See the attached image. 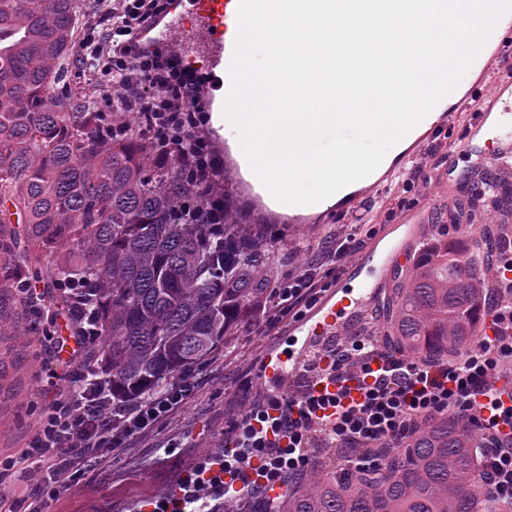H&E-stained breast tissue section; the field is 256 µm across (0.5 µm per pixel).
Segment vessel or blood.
Instances as JSON below:
<instances>
[{
	"label": "vessel or blood",
	"instance_id": "b4317fda",
	"mask_svg": "<svg viewBox=\"0 0 512 512\" xmlns=\"http://www.w3.org/2000/svg\"><path fill=\"white\" fill-rule=\"evenodd\" d=\"M237 9L238 0H167L164 10L125 42L126 53L136 58L159 49L174 55L182 67L204 77L207 111H222L230 87L228 69L237 35ZM476 97L482 98L483 107L474 114L470 133L486 136L492 156H499L503 147L512 143V14L499 20L458 87L402 139L399 159L381 163L370 175L337 191L335 205L321 201L292 206L275 201L251 171L235 130L225 121L218 127L225 146L224 166L242 176L251 196L279 213L284 223L304 224L312 218L321 224L337 218L348 220L357 216L364 202L389 189L397 168L416 163L435 133L452 126L456 112ZM367 254L373 260L367 274L354 269L343 274L334 291L295 321L291 335L327 336L335 332L341 316L364 301L371 276L390 270L406 257L396 246H383L378 236L372 239ZM293 368L290 357L271 351L260 363L259 379L285 384Z\"/></svg>",
	"mask_w": 512,
	"mask_h": 512
}]
</instances>
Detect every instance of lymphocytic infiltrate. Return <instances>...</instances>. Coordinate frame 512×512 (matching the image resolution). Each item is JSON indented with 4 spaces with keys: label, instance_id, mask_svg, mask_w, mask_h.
I'll return each mask as SVG.
<instances>
[{
    "label": "lymphocytic infiltrate",
    "instance_id": "1",
    "mask_svg": "<svg viewBox=\"0 0 512 512\" xmlns=\"http://www.w3.org/2000/svg\"><path fill=\"white\" fill-rule=\"evenodd\" d=\"M161 0H108L103 25L85 30L79 57L83 70L106 93L97 109L105 120H123L125 101L137 96L140 111L153 115L147 139L179 158V176L189 193L176 207L189 224L227 222L217 162L199 127L205 123L199 86L177 59L147 52L129 59L127 37L160 8ZM350 233L322 246L316 259L296 275L278 281L271 298L281 315L300 316L325 289L322 269L340 265L356 252ZM492 335L478 336L458 358L427 363L381 353L372 340L334 348L324 379L336 393L308 390L286 401L269 399L261 409L241 413L233 423V448L185 478L195 490H221L237 500L249 491L284 484L286 476L311 470L310 443L321 430L330 447L343 452L348 467H374L380 448L400 447L411 424L444 415L479 430L482 490L500 512H512V392L496 386L512 367V305L491 300ZM68 336L49 333V353L63 362L51 371L53 394L18 456L0 458V482L36 481L52 494L68 491L103 448L171 418L194 387L191 378L133 406H118L104 388L81 382L92 353L94 330L68 318Z\"/></svg>",
    "mask_w": 512,
    "mask_h": 512
}]
</instances>
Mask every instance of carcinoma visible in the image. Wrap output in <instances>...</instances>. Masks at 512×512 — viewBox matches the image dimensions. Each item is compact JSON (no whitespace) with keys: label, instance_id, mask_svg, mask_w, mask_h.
Returning a JSON list of instances; mask_svg holds the SVG:
<instances>
[{"label":"carcinoma","instance_id":"1","mask_svg":"<svg viewBox=\"0 0 512 512\" xmlns=\"http://www.w3.org/2000/svg\"><path fill=\"white\" fill-rule=\"evenodd\" d=\"M77 0H0V319L28 312L35 277L90 313L100 347L85 365L136 401L163 389L233 336L265 289L262 245L231 225L181 224L177 158L142 138L140 116L107 127L79 88L58 84L74 63ZM483 223L512 238L494 215ZM431 237L418 250L394 309L370 335L415 359L445 361L477 336L483 293L498 287L486 238ZM482 441L439 416L418 423L381 468L340 471L328 451L275 512H486L475 449Z\"/></svg>","mask_w":512,"mask_h":512}]
</instances>
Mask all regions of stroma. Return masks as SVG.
Segmentation results:
<instances>
[{
    "instance_id": "1",
    "label": "stroma",
    "mask_w": 512,
    "mask_h": 512,
    "mask_svg": "<svg viewBox=\"0 0 512 512\" xmlns=\"http://www.w3.org/2000/svg\"><path fill=\"white\" fill-rule=\"evenodd\" d=\"M468 124L467 113H460L454 129L425 149L421 166L427 179L417 180L405 196L384 192L365 203L358 224H313L294 235L287 225L258 224L242 209L231 210L232 223L242 226L245 235L260 237L268 247V260L259 273L262 286L299 270L338 234L353 230L362 242H369L387 223L388 211L396 213L398 223L392 231L397 236L403 232L399 225L403 219L420 223L422 233L429 229L440 233L450 215L461 210L477 213L472 174L482 160L483 140H473L460 157L448 156L449 143L461 141ZM425 196L432 197L433 204L423 210L419 203ZM422 233L407 241L408 254L419 250ZM287 326V321L274 323L261 311L251 312L236 336L191 369L196 392L169 422L132 439L127 447L107 451L103 460L76 478L72 490L46 496L45 512H133L177 485L184 471L223 452L231 422L270 396V389L257 381L256 367L275 334ZM50 370L42 324L18 313L0 321V456H13L24 448L39 420Z\"/></svg>"
}]
</instances>
